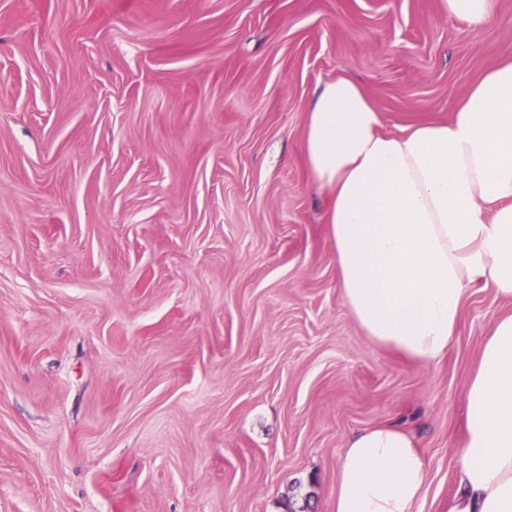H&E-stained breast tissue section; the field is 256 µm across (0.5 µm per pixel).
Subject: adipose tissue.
<instances>
[{
	"label": "adipose tissue",
	"instance_id": "ef3b65f1",
	"mask_svg": "<svg viewBox=\"0 0 512 512\" xmlns=\"http://www.w3.org/2000/svg\"><path fill=\"white\" fill-rule=\"evenodd\" d=\"M304 154L330 196L338 286L371 342L434 366L472 286L512 299L511 53L447 122L399 133L336 75L307 108ZM465 402L457 490L438 512H512V316L492 325ZM427 472L410 432L361 430L338 458L335 512H417Z\"/></svg>",
	"mask_w": 512,
	"mask_h": 512
}]
</instances>
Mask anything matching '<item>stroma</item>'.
I'll use <instances>...</instances> for the list:
<instances>
[{"mask_svg": "<svg viewBox=\"0 0 512 512\" xmlns=\"http://www.w3.org/2000/svg\"><path fill=\"white\" fill-rule=\"evenodd\" d=\"M512 50L440 0H0V512H334L393 423L454 490L464 390L512 300L424 367L337 286L305 107L344 74L388 132Z\"/></svg>", "mask_w": 512, "mask_h": 512, "instance_id": "35a3bbf8", "label": "stroma"}]
</instances>
